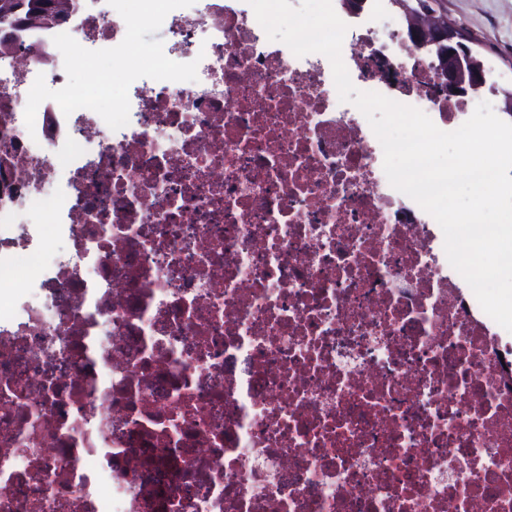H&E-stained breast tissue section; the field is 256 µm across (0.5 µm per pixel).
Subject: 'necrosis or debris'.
Segmentation results:
<instances>
[{
    "mask_svg": "<svg viewBox=\"0 0 512 512\" xmlns=\"http://www.w3.org/2000/svg\"><path fill=\"white\" fill-rule=\"evenodd\" d=\"M76 2L0 46V512H512L502 328L328 58L196 0L163 21L196 81L135 80L116 131L52 100L27 129L36 77L67 82L54 35L125 36ZM332 3L353 84L473 114L406 21ZM43 195L48 231L22 220Z\"/></svg>",
    "mask_w": 512,
    "mask_h": 512,
    "instance_id": "obj_1",
    "label": "necrosis or debris"
}]
</instances>
